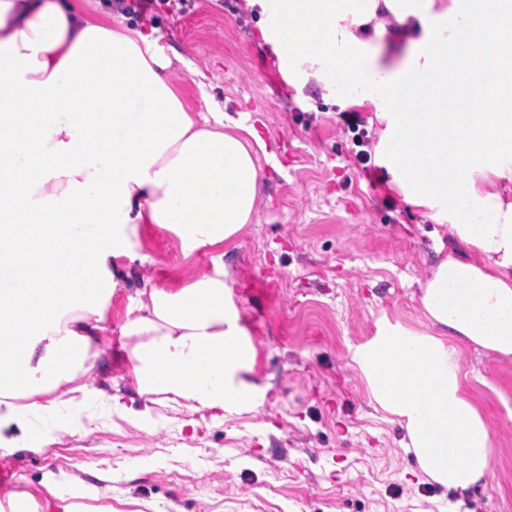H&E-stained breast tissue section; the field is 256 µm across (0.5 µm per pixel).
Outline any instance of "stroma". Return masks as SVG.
<instances>
[{
	"instance_id": "stroma-1",
	"label": "stroma",
	"mask_w": 512,
	"mask_h": 512,
	"mask_svg": "<svg viewBox=\"0 0 512 512\" xmlns=\"http://www.w3.org/2000/svg\"><path fill=\"white\" fill-rule=\"evenodd\" d=\"M151 22L113 11L112 27L143 31L187 107L228 112L272 149L260 156L263 190L253 224L224 264L233 298L269 383L254 413L183 425L182 414L138 426L113 413L112 396L141 408L119 349L136 291L178 288L212 262L183 256L157 225L141 227L121 272L104 343L83 382L85 401L62 414L40 451L7 447L12 491L83 512H512V359L461 348L470 398L489 421L483 480L460 491L431 482L399 424L376 412L350 355L380 316L426 328L420 289L452 247L445 227L406 204L385 170H364L379 124L357 136L313 87L263 84L274 61L246 0H188L184 14L158 8Z\"/></svg>"
}]
</instances>
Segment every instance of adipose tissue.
Instances as JSON below:
<instances>
[{
	"mask_svg": "<svg viewBox=\"0 0 512 512\" xmlns=\"http://www.w3.org/2000/svg\"><path fill=\"white\" fill-rule=\"evenodd\" d=\"M297 92L363 108L376 159L453 248L421 288L428 329L380 316L351 359L376 410L405 430L421 471L465 489L490 463L459 349L512 359V0H246ZM145 36L80 15L73 0H0V443L56 415L88 373L141 225L212 266L131 298L121 328L144 409L213 418L269 390L222 251L253 223L269 146L226 112L189 111ZM478 260L465 259V252Z\"/></svg>",
	"mask_w": 512,
	"mask_h": 512,
	"instance_id": "1",
	"label": "adipose tissue"
}]
</instances>
